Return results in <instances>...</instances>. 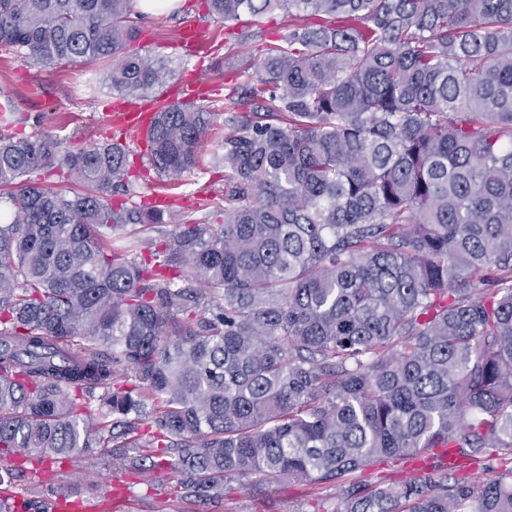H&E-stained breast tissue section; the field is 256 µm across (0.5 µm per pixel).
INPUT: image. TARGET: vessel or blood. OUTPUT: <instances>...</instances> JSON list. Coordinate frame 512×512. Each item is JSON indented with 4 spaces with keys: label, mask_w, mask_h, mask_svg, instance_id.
Wrapping results in <instances>:
<instances>
[{
    "label": "vessel or blood",
    "mask_w": 512,
    "mask_h": 512,
    "mask_svg": "<svg viewBox=\"0 0 512 512\" xmlns=\"http://www.w3.org/2000/svg\"><path fill=\"white\" fill-rule=\"evenodd\" d=\"M174 47L180 54L187 56H197L206 52V41L194 19L189 18L182 23ZM213 89V82L199 71L188 77L186 84L175 93H165L155 99L140 102L115 97L107 100L104 108L113 125L120 132L118 137L120 143L131 141L142 145L147 140L150 118L155 112L175 102L205 101ZM49 503L51 512H95L93 504L64 490L52 494Z\"/></svg>",
    "instance_id": "vessel-or-blood-1"
}]
</instances>
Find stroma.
<instances>
[{
    "mask_svg": "<svg viewBox=\"0 0 512 512\" xmlns=\"http://www.w3.org/2000/svg\"><path fill=\"white\" fill-rule=\"evenodd\" d=\"M195 17L210 44L212 55L205 61L175 53L172 43L184 16ZM141 36L134 48L140 53L165 55L174 60V74L168 85H175L198 68L207 70L216 82V91L207 106L213 112V126L199 143L203 158L217 151L228 130L224 98L230 88L247 79V65L257 64L262 50L277 44L289 23L286 12L278 10L261 17L243 16L234 24V39L224 37V25L209 15L204 0H179L176 8L158 15L135 17ZM108 62L38 65L12 54L0 53V88L11 93L22 122L17 131L30 135L38 131L56 134L64 147L110 141L112 134L101 104L112 92L105 80ZM165 189L171 205L163 224L142 235L144 243L166 237L175 225L209 219L221 223L224 171L201 166L175 179L158 184L137 183L133 202ZM118 482L125 486L124 512H313L314 489L303 483H284L258 492L248 480L234 478L224 486L222 497L196 503L187 497L178 474L155 470L146 474L118 473L108 464L89 466L77 457L67 466L48 464L46 479L37 483L28 477L16 481L14 492L29 501L47 500L55 490H66L80 497L92 495L96 485Z\"/></svg>",
    "mask_w": 512,
    "mask_h": 512,
    "instance_id": "stroma-1",
    "label": "stroma"
}]
</instances>
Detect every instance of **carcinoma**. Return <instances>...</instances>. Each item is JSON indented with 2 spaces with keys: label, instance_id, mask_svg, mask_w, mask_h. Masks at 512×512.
<instances>
[{
  "label": "carcinoma",
  "instance_id": "cac0c4a2",
  "mask_svg": "<svg viewBox=\"0 0 512 512\" xmlns=\"http://www.w3.org/2000/svg\"><path fill=\"white\" fill-rule=\"evenodd\" d=\"M130 2L0 0V48L109 61L112 90L147 96L173 60L128 51ZM205 6L226 30L291 23L225 103L224 223L176 224L146 259L128 226L164 210L112 202L129 148L19 137L4 95L0 458L93 451L198 502L237 475L335 489L315 512H512V0ZM212 118L155 113L158 181L196 168ZM51 169L83 191L32 179ZM438 448L495 476L363 479Z\"/></svg>",
  "mask_w": 512,
  "mask_h": 512
}]
</instances>
